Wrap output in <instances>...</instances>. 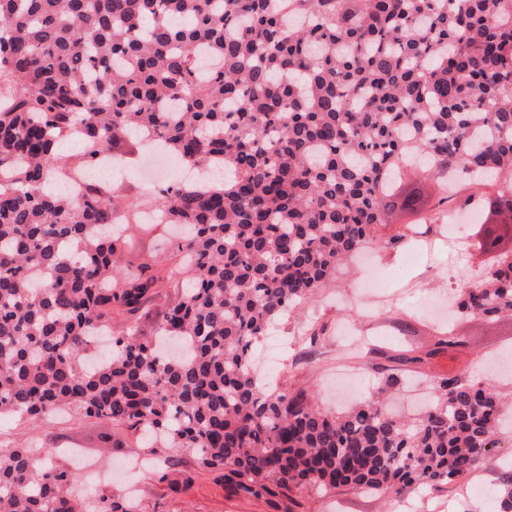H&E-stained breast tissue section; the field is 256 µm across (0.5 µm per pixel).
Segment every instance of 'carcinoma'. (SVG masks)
Returning a JSON list of instances; mask_svg holds the SVG:
<instances>
[{
  "label": "carcinoma",
  "instance_id": "1",
  "mask_svg": "<svg viewBox=\"0 0 512 512\" xmlns=\"http://www.w3.org/2000/svg\"><path fill=\"white\" fill-rule=\"evenodd\" d=\"M206 50L211 69L199 70ZM152 131L203 183L162 188L170 262L124 261L142 200L52 186ZM459 167L512 230V0H0V417L60 413L193 453L234 492L400 495L457 485L500 446L487 381L436 382L418 419L389 376L341 413L262 388L254 347L377 241L404 175ZM458 311L512 315V249ZM46 449L0 448V512H141L77 494ZM493 488L512 512V465Z\"/></svg>",
  "mask_w": 512,
  "mask_h": 512
}]
</instances>
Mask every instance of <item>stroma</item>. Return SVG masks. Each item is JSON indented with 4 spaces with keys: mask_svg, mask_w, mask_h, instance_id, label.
Segmentation results:
<instances>
[{
    "mask_svg": "<svg viewBox=\"0 0 512 512\" xmlns=\"http://www.w3.org/2000/svg\"><path fill=\"white\" fill-rule=\"evenodd\" d=\"M424 193L426 210L414 217L388 209L381 245L362 252L314 300L271 328L257 355L279 381L311 388L322 405L338 408L344 400L331 380L353 378L356 399L365 400L391 374L400 381L392 411L414 418L419 414L414 397L428 393L433 380L449 374L484 376V361L490 354L512 349V319L448 317V301L456 289L493 263L492 257L473 246L477 226L472 219L473 214L488 213L493 190L462 177L453 185L444 178L427 180ZM454 221L463 225L472 245L461 261H449L445 240H434L426 248L409 236L412 224ZM395 234L401 235V242L389 245ZM373 263L392 274L382 304L364 293L366 268ZM450 328L462 338V346L434 351L438 334ZM402 348L413 350L418 362L398 361ZM31 440L43 443L57 463L69 462V449H77L91 470L81 478L84 494L128 488L137 494L143 512H331L336 505L346 512H399L403 499L418 508L430 504L433 512L498 510L488 495H464L444 487L419 488L401 497L329 495L304 489L295 492L290 502L235 494L225 488L223 472L201 470L188 452L168 465H144L137 434L122 427L67 415L35 422L0 418V448Z\"/></svg>",
    "mask_w": 512,
    "mask_h": 512,
    "instance_id": "obj_1",
    "label": "stroma"
}]
</instances>
